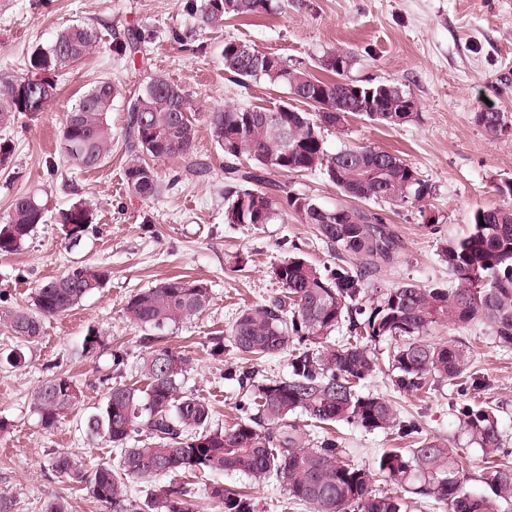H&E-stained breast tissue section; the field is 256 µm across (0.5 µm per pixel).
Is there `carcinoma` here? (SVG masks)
Listing matches in <instances>:
<instances>
[{
	"label": "carcinoma",
	"mask_w": 512,
	"mask_h": 512,
	"mask_svg": "<svg viewBox=\"0 0 512 512\" xmlns=\"http://www.w3.org/2000/svg\"><path fill=\"white\" fill-rule=\"evenodd\" d=\"M274 8V0H185L191 28L175 30L172 37L186 42L202 29L223 24L226 16L255 17ZM98 39L95 26L73 25L50 45L31 52L26 74L1 76L0 125L9 124L18 113L44 111L58 78L88 57ZM143 43L142 32L133 30L116 43L115 52L135 55ZM333 55L342 61L344 71L318 62L323 74L317 76L303 62L290 63L241 41L224 42V70L236 82L264 80L313 107L306 112L286 102L271 108L226 105L206 113L213 139L224 152V223L255 227L291 214L312 225L341 263L323 270L295 255L275 265L270 275L284 295L242 310L229 327L232 344L250 360L290 353L286 378L226 369L225 377L237 379L248 392L243 404L246 417L235 424L213 427L211 405L182 392L189 359L170 347H152L141 358L145 386L116 382L107 387L103 406L87 417L84 426L90 439L112 444L116 462L88 470L68 453L51 459L57 474L84 485L106 512H131L130 479L149 481L189 472L274 478L285 486L289 499L312 512H407L406 498L373 492L370 473L346 464L335 441H312L290 417L300 414L320 424L346 421L366 431L392 429L396 414L388 399L359 390L378 365L370 344L381 340L396 341L389 364L397 372V386L408 390L423 389L431 381L452 385L465 370L464 348L427 341L436 323L463 325L482 318L500 342L512 345V208L475 209L470 232L444 246L442 257L454 276L453 287L423 288L407 282L364 305L359 301L364 281L377 262H390L399 248L385 217L343 203L327 208L290 183L266 178L272 172L303 176L319 170L346 198L411 208L430 196L429 183L396 154L357 146L327 151L322 130L342 131L354 115L383 126L420 118L418 111H398L411 93L392 84L384 98L379 85L347 77L354 64L351 54ZM117 96L112 81L100 80L65 112L60 149L67 166L95 169L112 154L109 113ZM126 111V185L132 194L148 198L159 192L160 183L158 171L146 158L162 161L190 154L196 118L185 90L161 75L126 99ZM476 122L491 137L507 126L505 115L497 111L477 113ZM244 160L251 163L246 170L241 169ZM44 218L37 196H17L0 227V252L18 250ZM92 219L90 208L81 201L61 213L73 241L81 238ZM349 256L360 263L347 260ZM109 276L103 266H81L44 281L34 289L31 308L1 312L0 325L22 343H34L43 319L73 309L104 288ZM209 303V288L203 283L171 278L130 296L124 315L154 342L164 339L170 328L202 314ZM343 327L346 342H330ZM102 346V337L90 329L79 356L91 357ZM82 398L78 381L57 373L40 382L32 405L49 429ZM459 413L464 432L483 455L493 458L505 452L498 421L490 411L464 405ZM133 433L142 439L130 445ZM377 467L390 483L446 505L447 512H499L500 504L512 505V462L490 467L486 490L469 493L463 488V466L440 440L422 439L413 448L388 449ZM204 498L206 507L193 489L171 482L155 494L150 509L255 512L248 492L219 481L205 488Z\"/></svg>",
	"instance_id": "carcinoma-1"
}]
</instances>
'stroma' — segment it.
Returning <instances> with one entry per match:
<instances>
[{
  "mask_svg": "<svg viewBox=\"0 0 512 512\" xmlns=\"http://www.w3.org/2000/svg\"><path fill=\"white\" fill-rule=\"evenodd\" d=\"M81 22L99 31L94 53L60 78L46 111L19 114L0 126V141L14 148L9 168L0 173V224L17 195L36 194L45 206L44 223L22 247L0 253V311L28 307L41 282L75 267L98 265L112 272L105 287L78 307L46 319L38 343L20 345L0 329V354L22 352L20 364L0 363V418L9 422L8 432L0 435V497L12 501L14 512H46L57 502L65 503L67 512H103L86 491L57 475L50 459L69 452L90 468L115 459L110 446L88 439L84 421L102 405L109 381H142L136 367L149 344L124 316L131 295L173 277L208 286L206 311L171 328L163 344L190 357L184 391L208 400L214 425L228 427L243 417L246 395L237 381L225 379L224 370L243 365L244 359L229 344L221 356L212 355L213 338L225 336L241 310L281 296L270 269L295 251L321 267L337 264L312 227L296 218L255 228L225 224L224 155L204 116L227 104L269 106L287 98L285 90L264 81L246 88L231 81L224 72L225 41H244L308 64L333 49L348 52L356 57L350 79L395 83L419 101L418 121L387 127L354 116L346 132L323 133L329 152L347 145L385 150L412 163L431 186L422 209L377 204L400 247L391 262L380 263L367 278L364 299L404 282L451 286L441 257L446 241L468 234L473 209L512 204V196L500 191L512 183V0H288L283 12L225 19L222 28L203 31L186 45L169 36L190 23L183 0H0V76L25 73L35 47L49 45ZM132 27L148 35L142 53L132 59L116 55L114 44ZM156 75L188 94L198 117L197 138L191 157L158 162L161 192L142 199L124 185L129 159L121 140L124 98ZM104 78L122 92L109 115L112 155L96 169L70 170L60 156L63 115ZM488 110L504 113L507 120V131L495 138L475 121L477 113ZM80 200L90 203L94 216L74 242L59 214ZM91 328L106 347L97 358L78 360L73 352ZM428 338L467 350L469 363L456 385L406 390L383 370L361 389L391 400L397 428L369 432L339 422L316 430L315 437L334 439L345 463L371 471L379 493L394 490L374 471L385 449L412 447L417 438L438 439L462 463L465 491L482 492L487 464L464 435L458 409L476 404L491 411L505 448L512 451V346L501 344L481 319L435 324ZM115 349L128 359L120 373L112 369ZM63 372L81 382L85 401L46 429L31 408V396L41 380ZM223 481L251 491L255 512H310L291 502L277 480L227 474Z\"/></svg>",
  "mask_w": 512,
  "mask_h": 512,
  "instance_id": "stroma-1",
  "label": "stroma"
}]
</instances>
